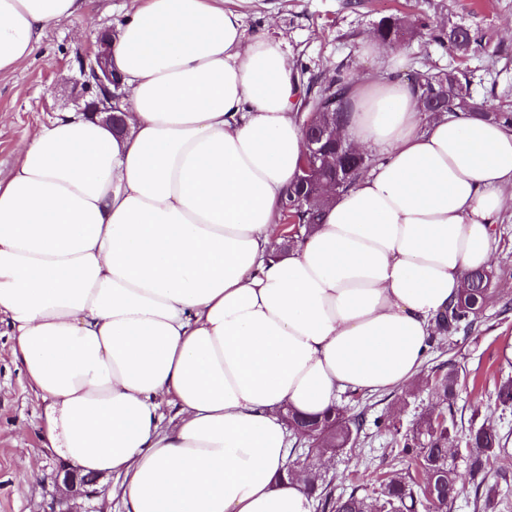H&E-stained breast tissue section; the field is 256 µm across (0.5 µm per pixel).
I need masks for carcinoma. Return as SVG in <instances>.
Returning a JSON list of instances; mask_svg holds the SVG:
<instances>
[{
    "label": "carcinoma",
    "instance_id": "cac0c4a2",
    "mask_svg": "<svg viewBox=\"0 0 512 512\" xmlns=\"http://www.w3.org/2000/svg\"><path fill=\"white\" fill-rule=\"evenodd\" d=\"M406 21L401 17L383 18L374 30L375 41L382 46L400 47L405 43ZM430 40L439 44H448L451 48L464 53L474 42L472 34L466 28L451 26L448 29H436L429 32ZM448 111L467 112L471 116L494 121L506 128L512 127V112L486 101L474 100L466 90L465 74L461 71L448 73ZM418 93L438 94L442 90V78H418L415 81ZM350 81L347 74L338 71L326 81L317 92L307 86L305 95L315 94L320 101L343 102L344 93L349 91ZM495 278L492 269L483 268L467 273L463 286L454 304L438 318V329L444 336L453 337L458 333H470L479 323L485 306L493 301ZM465 375L454 364L444 367L437 365L424 375L422 382L432 388L439 397L437 409L421 414L405 434L401 460L415 472H423L425 481L414 489L415 481L402 479L383 480L373 489L372 502L352 491L348 496L332 498L331 493L319 489L320 477L313 470L305 471L302 465H291L300 482L307 488L309 495L321 500V508L329 507L332 512H450L457 475L448 465V441L457 440L463 448L452 451L462 453L466 466L473 479L477 480L476 491L481 512H497L501 502L498 484L487 478V467L493 462L505 446V440L492 425L473 428L467 434L459 435L454 417L450 416ZM496 401L505 408L512 407V377L500 381L496 392ZM363 428L360 416H347L341 407H335V414L322 422L317 432H326L324 442L340 450L347 444L358 441Z\"/></svg>",
    "mask_w": 512,
    "mask_h": 512
}]
</instances>
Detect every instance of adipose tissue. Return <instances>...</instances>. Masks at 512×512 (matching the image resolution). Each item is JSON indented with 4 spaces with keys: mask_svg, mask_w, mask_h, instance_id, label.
Returning <instances> with one entry per match:
<instances>
[{
    "mask_svg": "<svg viewBox=\"0 0 512 512\" xmlns=\"http://www.w3.org/2000/svg\"><path fill=\"white\" fill-rule=\"evenodd\" d=\"M82 10L0 0V75ZM363 51L378 75L352 83L340 132L380 158L290 249L301 86L224 0H135L113 49L126 130L61 113L0 177V315L42 444L121 477L125 512H311L276 480L284 409L415 379L436 315L490 265L512 130L427 118L400 51Z\"/></svg>",
    "mask_w": 512,
    "mask_h": 512,
    "instance_id": "1",
    "label": "adipose tissue"
}]
</instances>
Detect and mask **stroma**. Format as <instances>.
<instances>
[{
  "label": "stroma",
  "mask_w": 512,
  "mask_h": 512,
  "mask_svg": "<svg viewBox=\"0 0 512 512\" xmlns=\"http://www.w3.org/2000/svg\"><path fill=\"white\" fill-rule=\"evenodd\" d=\"M132 0H84L82 17L50 26L32 56L10 74L0 76V174L8 175L28 134L61 112L76 109L73 79L77 58L97 30L120 27ZM225 8L244 16L247 35L258 33L280 42L300 84L327 80L343 69L353 80L376 73V63L363 53L376 24L384 17L419 9L434 25H462L478 32L484 48L459 57L450 47L428 43L424 34L411 35L403 46L398 72L415 77L441 70L467 74L475 100L512 107V0H224ZM493 260L497 302L485 310L477 329L457 334L453 344L431 349L424 361L432 367L455 362L468 374V386L455 404L459 426L496 425L512 437V409L495 403L501 378L512 376V206L496 225ZM13 339L0 323V512H37L44 479L61 458L43 447L40 399L31 391L12 357ZM435 394L420 381L400 388L363 393L361 400L344 397L349 414L364 413L368 422L356 445L323 457L300 445L332 495L366 494L382 476L400 474L397 435L373 425L391 416L401 429L436 403Z\"/></svg>",
  "instance_id": "35a3bbf8"
}]
</instances>
